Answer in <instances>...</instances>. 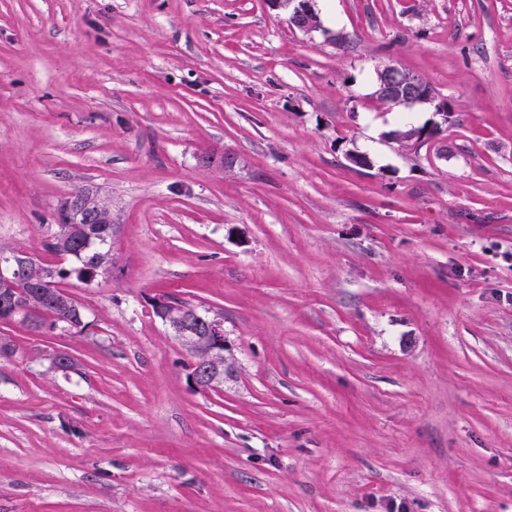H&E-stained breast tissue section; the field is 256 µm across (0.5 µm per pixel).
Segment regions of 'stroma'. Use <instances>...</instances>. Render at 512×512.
Returning <instances> with one entry per match:
<instances>
[{
  "mask_svg": "<svg viewBox=\"0 0 512 512\" xmlns=\"http://www.w3.org/2000/svg\"><path fill=\"white\" fill-rule=\"evenodd\" d=\"M313 6L0 0V247L85 190L116 259L83 331L0 321V512H512V0ZM385 64L438 141L391 140L436 115ZM164 292L223 320L219 388ZM272 8H286L293 5L288 14L289 24L304 32L311 33L321 29L317 13L314 11L310 0H268ZM376 100L390 107H410L416 104H433L435 112L447 123L451 114L448 102L439 99L431 86L419 75L394 65H384L376 71Z\"/></svg>",
  "mask_w": 512,
  "mask_h": 512,
  "instance_id": "stroma-1",
  "label": "stroma"
}]
</instances>
